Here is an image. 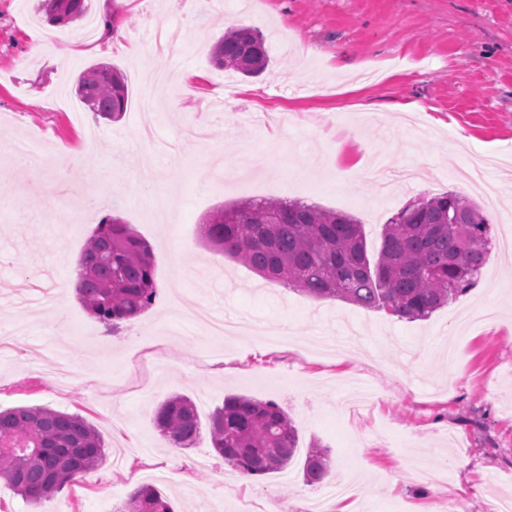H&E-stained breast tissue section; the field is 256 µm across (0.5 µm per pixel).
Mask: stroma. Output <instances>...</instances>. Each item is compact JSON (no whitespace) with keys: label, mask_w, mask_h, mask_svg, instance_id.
<instances>
[{"label":"stroma","mask_w":512,"mask_h":512,"mask_svg":"<svg viewBox=\"0 0 512 512\" xmlns=\"http://www.w3.org/2000/svg\"><path fill=\"white\" fill-rule=\"evenodd\" d=\"M95 20L117 11L128 47L102 53L67 25L58 54L31 51L28 15L38 0H0V139L66 147L110 169L111 197L60 223L20 188L0 149V410L49 406L81 415L99 432L106 461L82 481L34 505L0 481V512H116L142 486L174 512H308L322 486L303 482L302 458L287 470L238 484L212 448L171 454L153 412L170 395L195 401L208 423L225 395L272 401L297 423L299 446L319 440L331 457L329 482L348 479L350 512H437V487L421 466L448 470L461 512H491L512 497V253L491 248L467 294L423 320H400L341 299L317 300L263 280L210 248L201 226L245 199L301 201L355 217L377 255L387 221L405 207L452 191L474 203L491 239L512 222V0H263L252 15L233 0L187 13L166 0H87ZM179 26L178 112L139 106L135 73L155 60L146 43L157 26ZM266 37L267 69L245 77L217 69L202 44L232 26ZM124 76L127 110L116 123L84 112L74 121L54 103L58 83L74 89L94 65ZM152 125L155 141H139ZM493 158L485 178L493 202L462 186L454 169ZM423 165L428 181L394 185L382 198L373 175ZM121 216L153 248L157 296L140 316L110 329L75 294L64 300V352L52 338L55 305L41 292L76 281L80 254L99 222ZM189 295L212 312L253 323H291L293 341L211 340L203 325H174L171 301ZM485 308L467 330L456 319ZM415 366L412 387L399 365ZM460 375L449 383V372ZM376 391L370 414H339L341 381ZM467 459L464 468L454 467Z\"/></svg>","instance_id":"obj_1"}]
</instances>
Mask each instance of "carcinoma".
<instances>
[{"label": "carcinoma", "mask_w": 512, "mask_h": 512, "mask_svg": "<svg viewBox=\"0 0 512 512\" xmlns=\"http://www.w3.org/2000/svg\"><path fill=\"white\" fill-rule=\"evenodd\" d=\"M85 0H41L38 15L57 26L85 19ZM220 69L250 76L269 57L251 27L227 29L211 48ZM97 116L117 121L127 109L122 76L110 65L84 73L76 86ZM209 243L261 277L316 299H342L399 319H423L467 292L481 277L489 224L479 209L453 193L398 213L385 225L370 260L363 226L352 216L298 201H244L216 211L205 224ZM77 297L100 323L116 326L145 311L156 295L152 250L120 217L104 218L78 263ZM154 425L177 448L196 443L197 406L175 394L155 410ZM212 448L247 475L282 472L299 454L293 419L272 401L228 394L210 417ZM106 459L105 444L87 420L48 406L0 410V480L32 503L52 497ZM331 469L329 450L314 442L303 480L318 484ZM119 512H173L160 492L144 486Z\"/></svg>", "instance_id": "1"}]
</instances>
